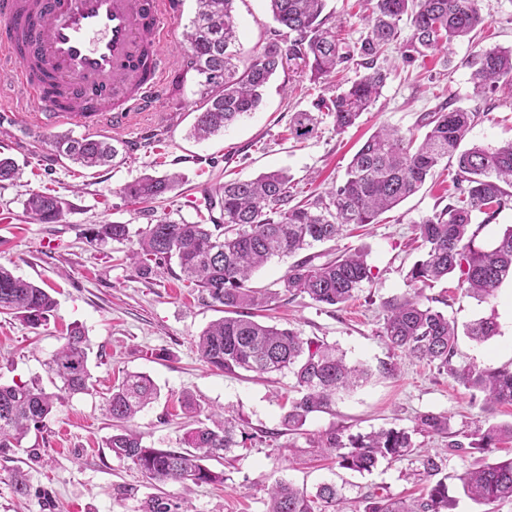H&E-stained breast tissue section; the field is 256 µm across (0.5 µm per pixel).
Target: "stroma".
I'll return each instance as SVG.
<instances>
[{
  "mask_svg": "<svg viewBox=\"0 0 512 512\" xmlns=\"http://www.w3.org/2000/svg\"><path fill=\"white\" fill-rule=\"evenodd\" d=\"M478 6L485 24L472 41L454 42L445 55L411 60L402 45L387 46L377 64L388 70L389 78L371 111L341 133L331 114L320 113L314 134L303 141L288 134L292 114L312 110L319 96L337 93L344 81L364 75V68L353 61L342 64L335 77L320 83L279 71L256 112L207 140H195L190 129L201 105V78L187 66L185 40L194 0H177L168 23V71L156 108L132 113L123 128L105 124L91 129L69 120L46 128L38 119L41 102L11 79L0 81V156L14 159L22 172L15 183L0 186V265L51 289L57 301L54 316L36 329L0 314V383L54 392L48 363L73 324L88 336L93 374L89 391L60 400L43 426L30 428L20 447L0 448V512H143L150 498L188 506L191 512H266L268 490L281 478L310 491L323 482L336 484L344 498L342 512H361L364 496L373 492L408 500L424 492L426 481L407 459L383 461L363 473L340 468L333 456L313 446L314 439L333 427L348 435L380 427L411 430L419 451L446 459L451 512H512L511 500L474 504L460 494L457 480L466 468L511 458L512 442L469 453L449 448L447 437L414 430L417 416L427 412L447 415L455 431L512 422V405L483 408L471 390L448 374L404 356L397 376L372 378L337 397L329 410L312 414L302 433L290 432L283 421L296 396L290 374L230 375L200 360L194 340L222 313L185 280L177 263L143 275L126 258L134 240L97 244L87 239L98 224H125L135 232L154 215L197 221L206 195L224 182L271 170H286L292 201H305L343 180L353 154L378 127L423 135L422 115L448 102L483 114L465 145L494 148L512 140V97L500 92L474 96L464 65L474 51L512 47V0H478ZM369 10L366 0H326L324 13L340 38L354 45L367 33ZM236 17L246 62L278 26L267 0H237ZM56 132L109 138L119 154L109 165L80 167L57 155L52 144ZM172 171L183 173L185 180L154 202L152 212L121 194L125 184L144 175ZM34 191L62 196L71 208L59 223H36L24 207ZM454 194L451 175L442 174L376 223L320 244L323 252L361 249L367 254L374 278L343 307L289 298L281 281L291 261L272 259L251 279L252 287L272 295L266 322L334 345L351 363L373 366L388 358L390 351L379 337L384 304L410 293L407 273L421 256L418 225L448 205ZM424 294L458 326L489 315L497 320L499 333L488 342L459 337L457 363L491 370L512 365L511 282L481 304L463 296L453 279L434 283ZM128 372L146 373L160 389L159 398L135 420L144 445L180 448L183 433L196 424L180 408L186 394L204 412L233 415L252 434L248 448L231 449L223 459L210 461L211 469L223 472V483L152 480L112 454L107 439L114 426L104 412V399ZM15 473L26 479L28 496L15 493Z\"/></svg>",
  "mask_w": 512,
  "mask_h": 512,
  "instance_id": "35a3bbf8",
  "label": "stroma"
}]
</instances>
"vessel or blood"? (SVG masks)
Masks as SVG:
<instances>
[{"instance_id":"vessel-or-blood-1","label":"vessel or blood","mask_w":512,"mask_h":512,"mask_svg":"<svg viewBox=\"0 0 512 512\" xmlns=\"http://www.w3.org/2000/svg\"><path fill=\"white\" fill-rule=\"evenodd\" d=\"M175 0H0V62L39 99L43 125L123 127L154 108Z\"/></svg>"}]
</instances>
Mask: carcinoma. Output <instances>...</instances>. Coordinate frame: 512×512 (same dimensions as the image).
<instances>
[{
    "label": "carcinoma",
    "mask_w": 512,
    "mask_h": 512,
    "mask_svg": "<svg viewBox=\"0 0 512 512\" xmlns=\"http://www.w3.org/2000/svg\"><path fill=\"white\" fill-rule=\"evenodd\" d=\"M195 2L186 40L189 67L204 78L203 104L193 124V137L198 140L256 111L266 84L277 71L288 67L318 81L357 55L367 72L329 100L316 103L333 114L336 130L344 131L380 98L389 73L377 65V59L383 47L398 39L400 21L409 24L407 47L422 57L446 52L457 40L471 39L484 23L476 0H373L367 34L350 50L337 38L335 28L327 25L325 0H268L281 32L242 68L236 0ZM464 65L471 70L475 94L503 89L512 95V48L475 51ZM482 117L481 112L442 106L424 114L422 125L427 132L420 141L395 127L382 126L358 148L341 183L302 204L290 205L289 176L283 170L228 181L205 197L208 212L218 209L220 217L209 216L207 224L167 219L148 224L138 232L136 247L127 259L144 274L151 272L153 263L177 260L182 274L226 313L196 336L203 362L230 374L288 371L298 397L291 401L284 423L288 430L299 431L311 414L329 409L337 394L361 385L375 373L393 377L398 365L391 359L379 361L374 368L350 365L333 345L306 338L294 328L254 320V310L267 303V296L247 286L252 274L275 257L336 240L348 224L376 223L379 215L418 192L443 161L453 162L459 194L419 223L424 254L409 272V282L417 291L386 303L388 314L380 336L391 350L424 360L483 394L485 406L512 405V368L489 371L473 363L455 364L456 323L421 302L422 288L450 276L457 277L466 296L480 303L512 279V226L489 249L477 241L479 229L474 227L478 215H484L480 222L484 226L512 203V141L496 148H461ZM317 123L313 113L295 112L289 135L306 138ZM52 143L60 155L86 168L104 166L119 154L109 141L92 135H56ZM183 180L180 173L147 175L126 184L122 192L134 202L149 204ZM70 207L66 199L45 192H32L25 201L26 212L41 224L60 222ZM129 234L126 224H102L91 230L89 240L123 241ZM319 258V254H310L289 266L282 280L289 296L341 307L372 281L363 250L322 262ZM55 307L46 289L0 266V313L15 314L38 328L49 321ZM466 334L486 342L498 334V323L492 316L479 318L466 327ZM88 350L83 329L72 326L48 364L51 376L60 383L56 394L28 385H0V448L20 447L30 427L39 426L52 413L61 394L89 390ZM157 396L156 384L144 373H129L112 388L105 400L106 413L116 422V433L109 440L112 454L153 480L224 482V473L210 469L205 461L240 447L237 420L210 416L211 424L184 432L182 448L148 447L133 421ZM416 430L448 435V447L455 450L484 451L512 440V422L453 432L450 418L435 413L420 415ZM317 447L335 453L340 467L359 473L370 471L381 460L412 456L419 472L429 479L441 474L445 466L441 456L415 455L412 434L404 428H380L348 437L343 430L332 428L319 436ZM458 480L464 495L477 504L512 499V458L467 469ZM364 502L363 512H448L451 504L443 478L428 485L412 502L375 492L366 495ZM341 503L342 494L332 483L321 484L310 493L280 479L269 490L267 512H337Z\"/></svg>",
    "instance_id": "cac0c4a2"
}]
</instances>
